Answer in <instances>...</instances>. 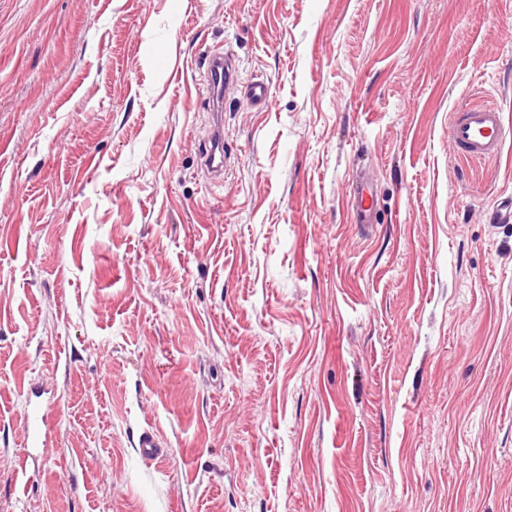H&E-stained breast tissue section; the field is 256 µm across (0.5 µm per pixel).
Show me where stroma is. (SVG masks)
Returning <instances> with one entry per match:
<instances>
[{"instance_id": "1", "label": "stroma", "mask_w": 512, "mask_h": 512, "mask_svg": "<svg viewBox=\"0 0 512 512\" xmlns=\"http://www.w3.org/2000/svg\"><path fill=\"white\" fill-rule=\"evenodd\" d=\"M215 49L271 88L220 183ZM483 97L512 124V0H0V512H512ZM208 106L212 112V125L204 148L200 153L202 165L215 180H220L227 168L228 153L224 148V99L238 90L235 60L229 52L214 50L205 69ZM512 130L494 104L469 102L453 113L449 139L463 157L491 160L497 157ZM374 197L375 188L373 182L369 181L365 175L359 176L353 188V202L361 224H373L376 222ZM26 447H45L48 440V413L41 408H31L24 416Z\"/></svg>"}]
</instances>
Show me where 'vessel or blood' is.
Returning a JSON list of instances; mask_svg holds the SVG:
<instances>
[{"label": "vessel or blood", "mask_w": 512, "mask_h": 512, "mask_svg": "<svg viewBox=\"0 0 512 512\" xmlns=\"http://www.w3.org/2000/svg\"><path fill=\"white\" fill-rule=\"evenodd\" d=\"M208 106L212 112V125L204 148L200 153L202 165L214 179H221L228 163L224 148V100L237 90L238 74L232 54L215 50L209 55L205 69ZM512 134L506 126L500 108L487 103H467L452 117L449 139L463 157L470 160H490L497 157ZM375 188L367 177H359L353 189V202L357 217L364 224L376 221L374 209ZM26 445L30 448L46 446L48 415L33 408L24 416Z\"/></svg>", "instance_id": "obj_1"}]
</instances>
